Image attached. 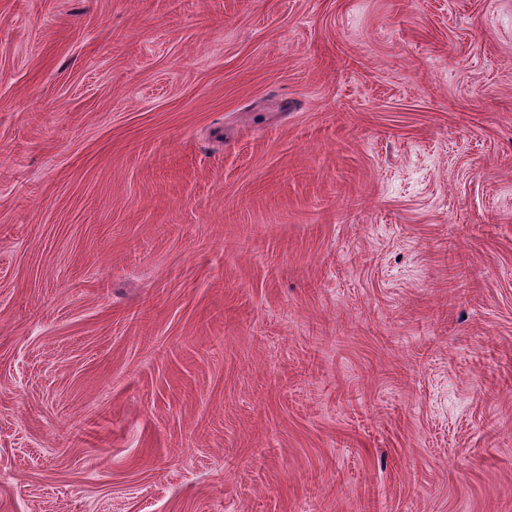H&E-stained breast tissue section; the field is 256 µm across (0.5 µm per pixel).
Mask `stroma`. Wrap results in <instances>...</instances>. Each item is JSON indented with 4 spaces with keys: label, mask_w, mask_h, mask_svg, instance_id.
<instances>
[{
    "label": "stroma",
    "mask_w": 512,
    "mask_h": 512,
    "mask_svg": "<svg viewBox=\"0 0 512 512\" xmlns=\"http://www.w3.org/2000/svg\"><path fill=\"white\" fill-rule=\"evenodd\" d=\"M0 512H512V0H0Z\"/></svg>",
    "instance_id": "obj_1"
}]
</instances>
